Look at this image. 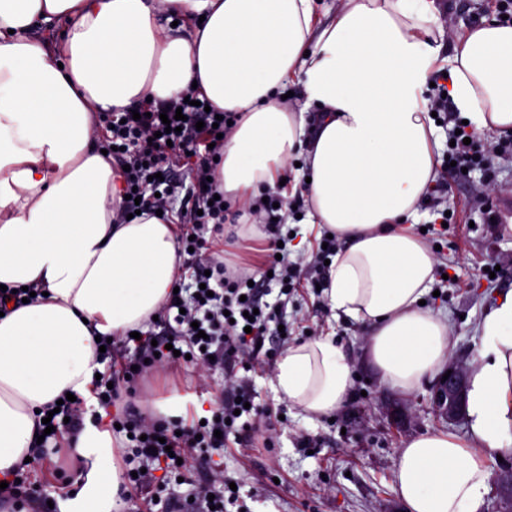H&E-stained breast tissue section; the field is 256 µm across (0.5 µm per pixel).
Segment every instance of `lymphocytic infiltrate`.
<instances>
[{"instance_id": "obj_1", "label": "lymphocytic infiltrate", "mask_w": 512, "mask_h": 512, "mask_svg": "<svg viewBox=\"0 0 512 512\" xmlns=\"http://www.w3.org/2000/svg\"><path fill=\"white\" fill-rule=\"evenodd\" d=\"M186 95L190 99L186 105L178 99L150 101L133 113L106 112L100 116L101 123L111 128L112 166L120 171L124 182L125 198L118 204L120 217L138 209L163 210L171 200L180 199L177 242L184 251L199 247V239L206 232L223 234L224 210L217 199L216 183L198 181L188 185L177 178L175 170L189 156L213 165L223 155V134L229 133L230 122L238 118L234 112L223 114L218 108L198 105L199 94L195 90H187ZM179 112L184 115L180 121L175 118ZM165 115L170 116V124L162 123ZM151 131L156 132V139H148ZM454 141V147L449 148L437 167L434 186L421 201L424 208L434 211L441 205V193L453 167L481 170L490 184L496 176L497 154L512 155V139L489 143L475 137L467 143L458 135ZM306 208L300 195L290 201L275 194L253 201L250 213L264 224L273 241L279 242V257L270 258L253 278L247 272L229 268L217 255H210L193 275L195 284L206 286L208 297L194 298L186 304L181 294H174L158 312L159 331L155 337L144 336L137 341L127 334L118 337L125 355L112 377V388L94 392L101 406H110L118 399V384L135 382L150 370L178 364V357L167 348L171 342L184 344L191 364L198 368L222 365L226 372L224 386L229 391L214 418L202 424L163 420L142 410L119 417L121 427L131 430V458L142 469L135 476L124 473L123 478L131 487L154 485L161 473L187 477L189 469L183 460L188 449H199L208 458L223 454L229 446V435L237 433L239 426L253 425L258 415L252 405L254 397L248 383L236 378L235 368L240 364L266 365L271 360L267 345L280 335L275 325L284 317L289 292L298 278L297 269L288 259L291 236L284 228L294 212L302 213ZM82 425L81 401H64L49 424H37V431L45 432L46 437L30 450L31 459L37 461L48 452L60 451L62 432H78ZM236 499V492L229 486L199 485L193 494L174 501L173 506L176 512H225L227 502Z\"/></svg>"}]
</instances>
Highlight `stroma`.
Returning a JSON list of instances; mask_svg holds the SVG:
<instances>
[{
	"mask_svg": "<svg viewBox=\"0 0 512 512\" xmlns=\"http://www.w3.org/2000/svg\"><path fill=\"white\" fill-rule=\"evenodd\" d=\"M488 0H450L439 19L449 39L492 20ZM456 214L455 224L441 238L438 266L448 273L439 296H427L426 306L447 318L450 328L449 360L470 368L481 345L478 325L499 290L512 287V158L498 161L494 185L480 173L452 179L443 195ZM493 201L500 223H483L478 205ZM248 202L230 207L224 215L225 242H209L201 257L223 250L230 268L254 271L269 252V241L241 224ZM291 325L289 343L300 344L334 336L358 379L343 404L331 414L305 416L277 394L275 370L256 366L245 372L254 403L260 411L253 429L240 435L239 444L225 454L222 471L239 489V502L229 512H407L393 493L392 482L400 448L412 438L448 432L467 438L466 420L438 419L432 406L434 381L424 378L402 392L381 384L365 352L366 325L334 317L326 296L301 282L287 308ZM222 367L195 370L189 366L160 368L131 395L141 410H153L156 401L180 396L187 418L199 410L213 411L224 398ZM268 439L269 450L247 448V441ZM490 471L481 512H507V482L512 479V451L485 453ZM79 492L82 483L74 467H61L59 455L34 463L25 487L41 501L55 499L61 486Z\"/></svg>",
	"mask_w": 512,
	"mask_h": 512,
	"instance_id": "35a3bbf8",
	"label": "stroma"
}]
</instances>
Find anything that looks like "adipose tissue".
Instances as JSON below:
<instances>
[{
  "mask_svg": "<svg viewBox=\"0 0 512 512\" xmlns=\"http://www.w3.org/2000/svg\"><path fill=\"white\" fill-rule=\"evenodd\" d=\"M163 11L187 29L159 26ZM438 12L435 0H341L319 28L315 0H0V284L45 291L0 317V480L28 455L37 409L89 396L103 370L95 337L148 323L181 273L174 224L148 213L114 223L123 180L93 145L97 115L193 87L242 115L207 171L229 200L274 186V169L305 152L308 216L345 244L325 293L335 314L368 326L381 382L408 391L442 369L449 327L422 304L436 259L409 225L441 149L420 92L447 69L477 130L512 132V24L452 42ZM56 21L53 49L32 30ZM292 82L320 114L315 135L281 99ZM479 331L469 433L500 451L512 447V287ZM351 386L330 336L286 346L276 363L277 393L306 414L336 410ZM66 442L90 466L67 512H114L111 431L90 424ZM489 476L467 444L436 433L400 449L392 489L408 512H480Z\"/></svg>",
  "mask_w": 512,
  "mask_h": 512,
  "instance_id": "obj_1",
  "label": "adipose tissue"
}]
</instances>
